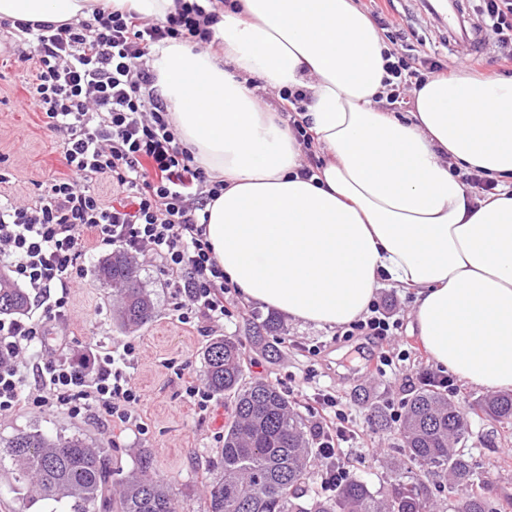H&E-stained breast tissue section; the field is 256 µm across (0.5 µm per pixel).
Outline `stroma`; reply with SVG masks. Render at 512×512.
<instances>
[{"label":"stroma","mask_w":512,"mask_h":512,"mask_svg":"<svg viewBox=\"0 0 512 512\" xmlns=\"http://www.w3.org/2000/svg\"><path fill=\"white\" fill-rule=\"evenodd\" d=\"M376 3L390 33L403 53L416 59L432 58L451 71L478 65L491 75L512 77V65H502L499 49L487 43L478 61L459 51L448 36L442 0H354L359 9ZM18 43L10 28L0 25V173L5 183L0 191L18 199L33 196L38 183L67 175L61 149L53 133L46 130L41 112L24 104L28 97L26 70L18 59ZM104 253L92 255L84 279L73 288L70 318L63 326L65 335L78 340L98 337L110 345L134 340L139 348V363L134 372L143 394L140 414L147 434L133 429H106L95 422L71 419L61 411L24 410L0 417V438L17 431H39L51 435L82 434L105 448L113 468H132L138 451L151 452L157 476L172 482L179 512H200L204 492L217 473L208 462L223 446L224 426L231 408L223 399H214L213 410L198 414L186 398L176 366L188 365L196 379H203V350L210 339L246 335V324L253 319L276 318L279 328L271 337L279 355L267 358L260 347L247 345L244 365L249 376L264 379L286 392L295 410L310 418V403L290 387L291 376L314 368L320 385L335 389L352 425V434L343 448L353 476L366 482L375 494H384L387 480L401 453L396 429H381L371 423L374 406H388L406 397L418 385L422 373L438 366L422 348L410 329L412 295L388 280H380L377 297H397L402 333L377 343H366L344 329L320 328L297 322L284 315L273 316L258 306L245 303L240 295L228 296L233 312L223 325L202 332L175 318L176 302L150 255L138 256L143 286L156 305L155 319L140 328L124 329L115 320L117 301L111 287L101 284L96 269ZM319 346L321 353L310 358L306 350ZM382 351L403 352L393 373L372 378L366 368L369 356ZM454 396L467 408L471 429L468 445L479 472L498 484L501 498L512 499V466H501L505 449L512 448V427L504 428L490 418L472 411V404L486 396L483 388L454 381ZM29 487L15 480V466L5 448L0 447V512H68V502L46 500L29 505Z\"/></svg>","instance_id":"35a3bbf8"}]
</instances>
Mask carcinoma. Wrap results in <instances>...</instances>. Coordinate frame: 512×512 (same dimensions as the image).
Masks as SVG:
<instances>
[{"label": "carcinoma", "instance_id": "cac0c4a2", "mask_svg": "<svg viewBox=\"0 0 512 512\" xmlns=\"http://www.w3.org/2000/svg\"><path fill=\"white\" fill-rule=\"evenodd\" d=\"M99 278L119 287L116 320L144 326L155 315L134 257L119 251L98 267ZM28 297L0 287V315L25 311ZM243 344L234 336L210 341L204 351L205 386L231 405L224 448L212 461L221 476L206 490L202 512H433L435 493L455 496L453 512H502L491 480L474 467L467 448L466 412L434 384L408 393L398 427L404 460L384 496L348 477L329 499L303 500L316 466L304 420L288 398L267 381L246 374ZM476 409L501 425H512V393L494 394ZM17 465L15 480L33 485L29 502L66 499L72 512H177L172 485L154 477L153 457L143 451L131 470L112 481L104 449L80 435L55 437L20 431L5 442ZM446 478L447 488L420 481L415 470ZM119 491H112V484Z\"/></svg>", "mask_w": 512, "mask_h": 512}]
</instances>
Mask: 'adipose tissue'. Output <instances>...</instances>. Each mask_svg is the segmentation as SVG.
I'll use <instances>...</instances> for the list:
<instances>
[{
  "mask_svg": "<svg viewBox=\"0 0 512 512\" xmlns=\"http://www.w3.org/2000/svg\"><path fill=\"white\" fill-rule=\"evenodd\" d=\"M213 25L220 52L170 41L155 87L182 145L214 180L206 236L247 303L339 328L380 279L415 294L412 328L465 383L512 390V78L432 74L401 118L378 100L388 46L353 0H239ZM158 21L175 0H0V22L90 19L98 8ZM263 89L305 90L323 155L300 175L292 123ZM499 181L479 199L462 180Z\"/></svg>",
  "mask_w": 512,
  "mask_h": 512,
  "instance_id": "adipose-tissue-1",
  "label": "adipose tissue"
}]
</instances>
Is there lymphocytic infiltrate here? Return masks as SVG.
Returning a JSON list of instances; mask_svg holds the SVG:
<instances>
[{
  "label": "lymphocytic infiltrate",
  "instance_id": "obj_1",
  "mask_svg": "<svg viewBox=\"0 0 512 512\" xmlns=\"http://www.w3.org/2000/svg\"><path fill=\"white\" fill-rule=\"evenodd\" d=\"M480 12L486 33L512 61V0H483ZM218 19L201 0H176L163 22L129 11H98L80 23L14 21L31 47L19 56L30 72L28 102L57 136L69 173L38 184L25 201L0 194V263L39 312L0 318L1 416L63 411L146 433L133 378L137 344L114 349L89 336L73 346L54 333L68 318L71 290L84 278L91 250L152 254L178 298L181 323L229 316L224 300L236 287L214 259L199 218L218 192L180 144L150 64L151 53L169 41L210 43ZM444 70L433 60L423 72L390 52L387 109L402 110L412 83ZM106 184L108 199L100 192ZM401 328L390 306L375 300L349 333L384 340ZM312 430L323 483L341 485L349 474L342 448L349 417L331 391L313 397Z\"/></svg>",
  "mask_w": 512,
  "mask_h": 512
}]
</instances>
